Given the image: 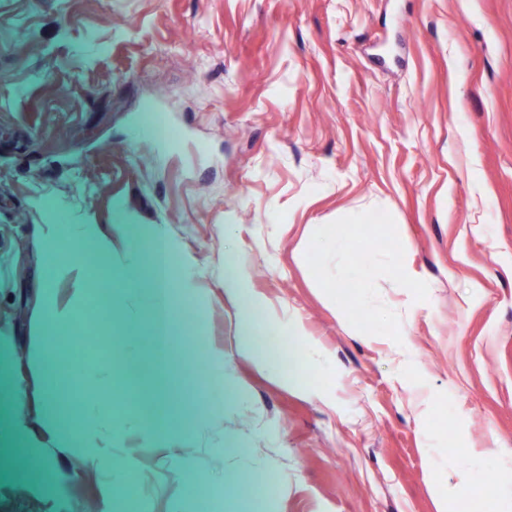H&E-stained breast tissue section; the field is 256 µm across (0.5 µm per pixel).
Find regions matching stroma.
I'll list each match as a JSON object with an SVG mask.
<instances>
[{
  "instance_id": "stroma-1",
  "label": "stroma",
  "mask_w": 512,
  "mask_h": 512,
  "mask_svg": "<svg viewBox=\"0 0 512 512\" xmlns=\"http://www.w3.org/2000/svg\"><path fill=\"white\" fill-rule=\"evenodd\" d=\"M163 103L182 139L143 122ZM385 214L354 224L351 214ZM91 229L84 266L52 237ZM351 242L312 250L318 238ZM184 315L106 306L129 239ZM371 258L373 302L323 276ZM240 278L231 296L224 281ZM93 325L65 366L47 315ZM94 404L98 455L48 416ZM0 512H484L512 486V0H0ZM132 481V496L118 485ZM177 262L158 246L157 263L154 269L155 283L152 289L150 312L152 314L156 335L163 336L167 325L173 318V306L170 300L169 285L174 279Z\"/></svg>"
}]
</instances>
